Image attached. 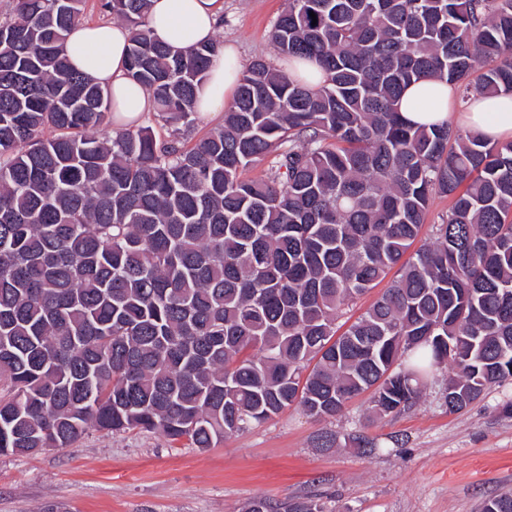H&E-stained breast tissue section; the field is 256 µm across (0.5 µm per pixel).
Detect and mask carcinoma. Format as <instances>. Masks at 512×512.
<instances>
[{
  "instance_id": "1",
  "label": "carcinoma",
  "mask_w": 512,
  "mask_h": 512,
  "mask_svg": "<svg viewBox=\"0 0 512 512\" xmlns=\"http://www.w3.org/2000/svg\"><path fill=\"white\" fill-rule=\"evenodd\" d=\"M83 3L12 0L0 21V455L135 430L206 451L292 404L332 417L370 390L373 417L398 415L447 366L453 413L512 380V142L395 108L426 77L511 92L512 0H288L271 40L325 81L258 60L197 139L220 44L173 51L150 0H103L170 133L113 129L111 94L64 53ZM480 58L496 65L475 87ZM435 196L448 216L406 259ZM397 277V268H394L375 288L361 296L352 307L346 309L336 322L337 326H342L340 332L365 312V310L384 292L386 288L391 285Z\"/></svg>"
}]
</instances>
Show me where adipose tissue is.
Masks as SVG:
<instances>
[{"instance_id": "ef3b65f1", "label": "adipose tissue", "mask_w": 512, "mask_h": 512, "mask_svg": "<svg viewBox=\"0 0 512 512\" xmlns=\"http://www.w3.org/2000/svg\"><path fill=\"white\" fill-rule=\"evenodd\" d=\"M224 12V0H151L148 27L158 41L185 50L213 40ZM131 32L118 23H83L68 37L64 51L72 67L108 88L112 110L125 125L154 109L149 92L126 71ZM242 74L233 46L215 58L197 102V112L219 111ZM402 118L414 125L456 123L479 137L503 142L512 139V94L471 96L460 102L456 89L444 81L425 78L410 84L398 102Z\"/></svg>"}]
</instances>
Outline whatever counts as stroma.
<instances>
[{
	"label": "stroma",
	"mask_w": 512,
	"mask_h": 512,
	"mask_svg": "<svg viewBox=\"0 0 512 512\" xmlns=\"http://www.w3.org/2000/svg\"><path fill=\"white\" fill-rule=\"evenodd\" d=\"M286 0H224L216 33L242 66H281L270 39ZM436 372L413 408L368 421L369 394L333 419L290 406L207 451L158 434L89 432L68 448L0 456V512H244L315 498L328 512H481L512 491V381L449 412ZM373 440V451L353 437Z\"/></svg>",
	"instance_id": "obj_1"
}]
</instances>
